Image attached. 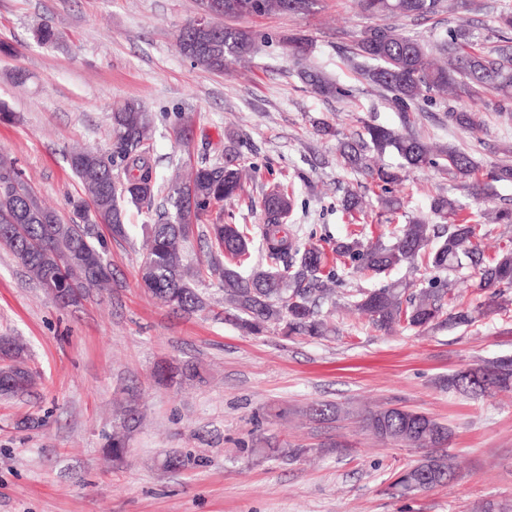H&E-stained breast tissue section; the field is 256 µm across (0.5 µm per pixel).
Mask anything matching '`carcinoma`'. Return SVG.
Here are the masks:
<instances>
[{
  "mask_svg": "<svg viewBox=\"0 0 512 512\" xmlns=\"http://www.w3.org/2000/svg\"><path fill=\"white\" fill-rule=\"evenodd\" d=\"M241 0H224V15L307 14L315 0H254L253 10L238 8ZM361 13L373 18H400L434 14L444 0H357ZM497 41L493 46L464 27L448 29L428 47L402 33L393 24L369 27L357 42L359 75L383 93L400 112L402 129L367 123L354 135L339 124L322 121L317 132L336 140L341 164L361 172L378 188L379 214L397 215L404 208L399 186L405 173L433 169L450 175L490 212L495 224H512V208L491 207L494 184L512 182V166H495L490 181L473 183L477 165L472 156L445 144L424 141L412 131L411 113L421 104L444 97L458 103L448 109V124L472 137L483 132L478 118L482 108L512 119V4L501 3L496 17ZM42 44L62 38L54 26L35 30ZM289 58L298 78L323 98L343 100L352 89L311 65V41L304 36L288 40ZM257 51L255 36L240 28L218 26V36L209 52L199 53L192 64L202 70L224 69L227 60H245ZM112 148L109 152L80 149L71 152L70 167L81 183L83 196L71 201L82 223H67L59 213L42 203L25 181L15 160L0 156V218L21 212L23 224L14 233L0 230V247L10 250L30 279L43 285L44 269L53 258L62 260L56 269L60 289L73 287L86 293L112 280V260L107 239L128 238L127 211L131 206L153 213L144 225L149 247L139 264L141 285L154 297L185 312L203 311L210 303L194 284L208 273L219 274L224 306L235 325L248 335L277 332L284 336L323 339L335 332L323 318V304L339 296L364 315L374 328L390 333L398 328L425 330L433 326L470 325L477 318L508 311L512 305V247L487 251L482 223L466 205L444 192L430 197L429 211L439 218L406 217L388 239L365 238L368 214L362 194L348 190L342 209L348 222L344 235L328 240L310 232L301 236L288 224L295 207L294 191L274 183L260 202L262 223L250 226L223 221L224 205L243 192V166L238 137L226 132L224 162L197 166L189 180L162 182L151 144V114L135 101L119 104L111 113ZM195 119L179 112L171 123L174 139L191 142ZM395 154V167L373 164L372 155ZM215 220H210L213 212ZM102 225L108 236L94 235L90 226ZM197 224L210 243L208 263L185 259L184 243ZM259 248L263 258L252 262ZM224 261H219V256ZM350 268L364 277L380 280L368 290H352L343 274ZM471 268L486 292L472 306L462 301L448 273ZM424 271L419 284L392 280L391 272ZM0 351L14 354L13 363L0 369V395L14 397L32 392L34 373L24 364V346L16 339L0 340ZM448 387L473 397L512 391V358L486 361L482 365L448 376ZM363 427L379 440L398 442L425 451L416 464L394 471L385 494L409 499L445 484L442 474L452 467L448 456L436 452L448 445V425L413 410L394 407L368 409ZM112 461L126 456L125 436L115 433L109 447ZM262 457L294 461L304 448H255Z\"/></svg>",
  "mask_w": 512,
  "mask_h": 512,
  "instance_id": "cac0c4a2",
  "label": "carcinoma"
}]
</instances>
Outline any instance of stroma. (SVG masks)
I'll return each mask as SVG.
<instances>
[{"label":"stroma","instance_id":"1","mask_svg":"<svg viewBox=\"0 0 512 512\" xmlns=\"http://www.w3.org/2000/svg\"><path fill=\"white\" fill-rule=\"evenodd\" d=\"M499 0H471L452 11L399 19L403 32L433 44L465 25L484 37ZM194 0H0V101L14 111L0 122V154L16 160L42 201L74 220L81 187L67 154L111 145L110 113L126 100L154 118L161 174L224 157V134L240 140L242 163L257 175L229 212L234 223L260 221L268 183L293 189V222L302 232L341 234L340 201L351 188L374 200L363 176L337 160L335 141L317 135L322 120L347 132L363 122L400 127L401 115L347 65L371 19L353 0H316L309 14L228 17L256 34L258 51L223 72L196 68L181 55L178 29ZM44 23L61 27L38 43ZM309 36L312 65L351 86L348 100H323L293 73L285 40ZM26 81L17 84V73ZM447 104L424 106L412 130L470 153L486 180L512 142V121L482 112L476 140L450 128ZM196 120L189 145L176 144V113ZM445 190L467 207L473 198L445 173L412 172L402 186L407 210H425ZM130 237L110 244L112 284L75 306H56L12 256L0 249V336L20 339L40 376L34 394L0 398V512H475L486 502L512 512V394L471 398L448 375L512 357V310L470 326L384 333L323 305L338 333L328 339L247 335L222 305L186 313L144 291L138 266L147 219L130 213ZM196 367L197 377L158 382L159 365ZM329 403L326 419L312 408ZM142 419L127 434L120 466L106 458L108 438L126 406ZM426 413L452 431L447 484L397 501L384 495L391 472L420 450L381 443L361 423L365 407ZM257 448H303L295 461L254 456ZM191 454L185 469L162 462Z\"/></svg>","mask_w":512,"mask_h":512}]
</instances>
